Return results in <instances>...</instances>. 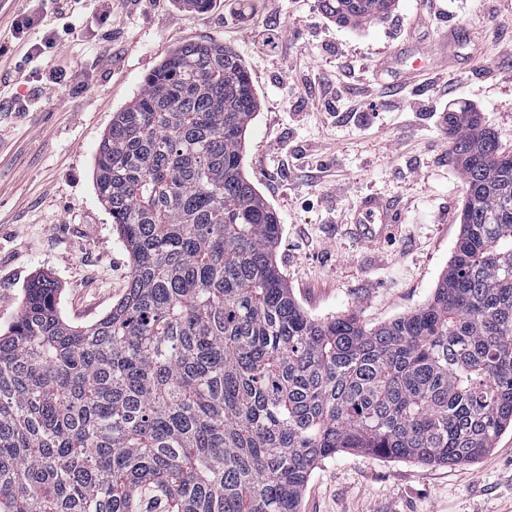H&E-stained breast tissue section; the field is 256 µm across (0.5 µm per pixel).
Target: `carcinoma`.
I'll use <instances>...</instances> for the list:
<instances>
[{
    "mask_svg": "<svg viewBox=\"0 0 512 512\" xmlns=\"http://www.w3.org/2000/svg\"><path fill=\"white\" fill-rule=\"evenodd\" d=\"M395 0H321L343 24ZM246 66L187 42L115 113L95 189L129 253L123 297L74 326L47 277L0 332V512H300L339 451L479 459L512 427V151L445 114L461 232L422 307L308 316L244 173Z\"/></svg>",
    "mask_w": 512,
    "mask_h": 512,
    "instance_id": "cac0c4a2",
    "label": "carcinoma"
}]
</instances>
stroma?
Segmentation results:
<instances>
[{"label":"stroma","mask_w":512,"mask_h":512,"mask_svg":"<svg viewBox=\"0 0 512 512\" xmlns=\"http://www.w3.org/2000/svg\"><path fill=\"white\" fill-rule=\"evenodd\" d=\"M110 23L92 8L74 17L48 11L45 28L73 26L52 59L73 74L46 84V59L28 61L9 15L42 0H9L0 16V81L21 109L0 112V327L24 290L45 276L57 284L63 318L95 323L124 295L128 252L94 187L98 145L112 117L174 48L215 41L245 64L259 108L246 133L247 177L282 225L276 260L312 318L357 313L366 324L423 306L438 286L460 235L463 183L443 115L478 112L512 149V0H396L385 17L341 25L319 0H211L204 10L176 0H112ZM461 24L455 42L449 25ZM270 28L267 46L257 32ZM497 40L485 37L486 29ZM435 68L418 72L430 91L399 94L394 81L426 52ZM374 82L380 99L355 114L344 101L313 111L320 80ZM397 200L403 221L370 244L349 222L366 195ZM301 512H512V428L477 461L426 465L357 451L320 462Z\"/></svg>","instance_id":"1"}]
</instances>
